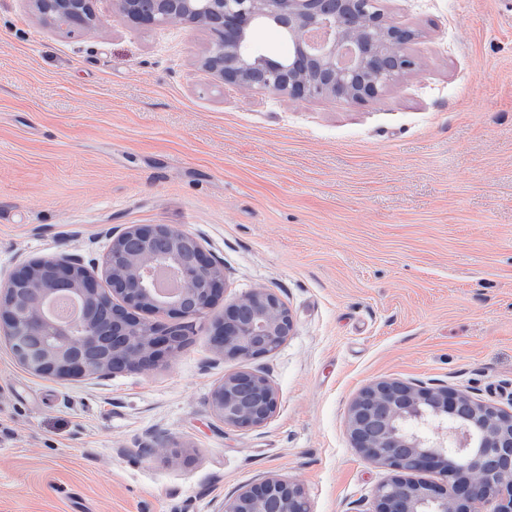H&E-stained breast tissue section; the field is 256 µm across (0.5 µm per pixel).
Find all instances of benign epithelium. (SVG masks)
<instances>
[{
    "label": "benign epithelium",
    "instance_id": "obj_1",
    "mask_svg": "<svg viewBox=\"0 0 512 512\" xmlns=\"http://www.w3.org/2000/svg\"><path fill=\"white\" fill-rule=\"evenodd\" d=\"M56 27L95 26L93 0H35ZM119 12L143 23L204 25L217 34L203 64L224 82L260 87L298 99L377 97L416 62L405 51L414 32L391 23L379 0H115ZM274 27L289 51L270 56L253 33ZM191 243L195 257L180 259ZM171 270L183 285L179 297H161L151 284L157 268ZM102 276L111 293L77 260L45 257L17 269L0 285V341L31 372L76 380L146 372L173 360L196 322L207 318L224 288V271L190 233L168 224H133L112 239ZM66 288L81 297L86 316L62 324L45 300ZM140 312L166 314L164 325ZM294 329L278 296L257 288L224 310L211 326L212 348L242 360L275 352ZM277 391L265 375L227 376L209 397L213 415L234 428H258L273 415ZM348 427L354 447L393 475L376 490L375 512H512V414L477 402L452 388L431 389L400 381L366 387L352 402ZM438 471L443 486L410 474ZM217 512H310L296 484L267 477L222 502Z\"/></svg>",
    "mask_w": 512,
    "mask_h": 512
}]
</instances>
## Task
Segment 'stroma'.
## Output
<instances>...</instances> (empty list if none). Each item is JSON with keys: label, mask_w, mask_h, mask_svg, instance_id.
<instances>
[{"label": "stroma", "mask_w": 512, "mask_h": 512, "mask_svg": "<svg viewBox=\"0 0 512 512\" xmlns=\"http://www.w3.org/2000/svg\"><path fill=\"white\" fill-rule=\"evenodd\" d=\"M382 6L417 67L355 103L224 83L204 26L97 0L69 31L0 0V280L63 254L97 273L112 235L171 224L224 269L212 317L268 288L295 318L264 357L217 354L204 321L172 362L84 380L0 342V512H217L271 475L312 512H374L391 472L351 441L363 388L512 413V0ZM246 369L278 405L240 430L208 398Z\"/></svg>", "instance_id": "1"}]
</instances>
